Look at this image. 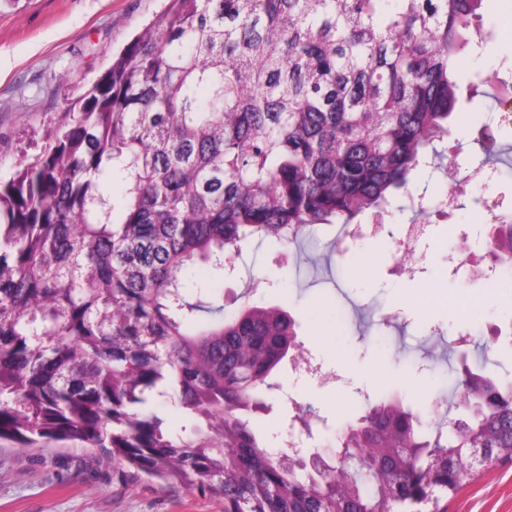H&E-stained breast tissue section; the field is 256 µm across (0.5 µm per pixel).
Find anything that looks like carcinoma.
I'll use <instances>...</instances> for the list:
<instances>
[{"label":"carcinoma","instance_id":"obj_1","mask_svg":"<svg viewBox=\"0 0 512 512\" xmlns=\"http://www.w3.org/2000/svg\"><path fill=\"white\" fill-rule=\"evenodd\" d=\"M483 2L169 0L0 178V440L102 448L224 512H441L511 462L512 378L465 363L448 429L390 395L332 459L272 455L249 416L299 351L296 321L226 314L187 283L250 240L378 215L448 158ZM491 235L512 252V220ZM159 402L189 424L171 430Z\"/></svg>","mask_w":512,"mask_h":512}]
</instances>
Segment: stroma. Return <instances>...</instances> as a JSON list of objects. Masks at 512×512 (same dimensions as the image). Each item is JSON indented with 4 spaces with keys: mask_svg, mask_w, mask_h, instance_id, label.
Wrapping results in <instances>:
<instances>
[{
    "mask_svg": "<svg viewBox=\"0 0 512 512\" xmlns=\"http://www.w3.org/2000/svg\"><path fill=\"white\" fill-rule=\"evenodd\" d=\"M163 9V0H0V164L11 166L37 154L58 113L108 67L124 46ZM512 0H485V39L467 51V73L512 83ZM471 125L501 126L502 145L489 186L465 184L457 207L438 215L432 203L446 191L448 176L424 168L382 216V232L342 239L340 225L320 226L298 244L254 242L236 259V276L199 269L224 297V308L276 303L296 318L299 338L333 381L277 375L272 407L254 419L269 449L281 450L280 435L299 416H309L307 448H327L360 415L366 401L396 394L418 409L426 423H450L459 413L433 403L445 389L444 374L456 361L455 340L468 335L485 358L488 373L512 377V341L493 327L512 314V286L483 281L466 265L483 258L493 219L485 197L512 210V125L502 126L500 108L478 96L462 101ZM430 208L417 214L410 195ZM425 225L416 242L414 273H405L398 241L408 225ZM0 512H224L222 501L177 482H159L113 463L96 450L16 448L0 441ZM447 512H512V462L464 482Z\"/></svg>",
    "mask_w": 512,
    "mask_h": 512,
    "instance_id": "obj_1",
    "label": "stroma"
}]
</instances>
